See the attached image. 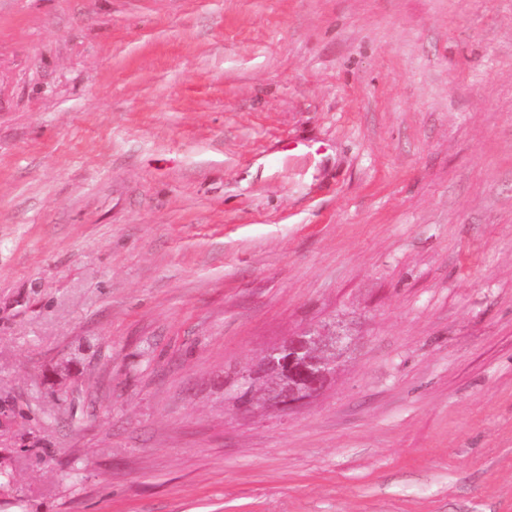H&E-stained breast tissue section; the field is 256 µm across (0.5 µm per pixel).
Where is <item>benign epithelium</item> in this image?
Returning a JSON list of instances; mask_svg holds the SVG:
<instances>
[{"label": "benign epithelium", "mask_w": 512, "mask_h": 512, "mask_svg": "<svg viewBox=\"0 0 512 512\" xmlns=\"http://www.w3.org/2000/svg\"><path fill=\"white\" fill-rule=\"evenodd\" d=\"M319 329H309L300 339L268 353L265 368L274 382L262 388L263 401L279 408L296 407L314 394L336 372V357L322 352Z\"/></svg>", "instance_id": "7a95c632"}]
</instances>
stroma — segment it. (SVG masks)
Returning a JSON list of instances; mask_svg holds the SVG:
<instances>
[{
    "label": "stroma",
    "instance_id": "1",
    "mask_svg": "<svg viewBox=\"0 0 512 512\" xmlns=\"http://www.w3.org/2000/svg\"><path fill=\"white\" fill-rule=\"evenodd\" d=\"M4 401L0 512H512V0H0ZM323 336L327 335L321 330L309 329L297 341L268 353L265 368L275 381L260 388L265 404L296 407L316 394L336 372V356L321 350Z\"/></svg>",
    "mask_w": 512,
    "mask_h": 512
}]
</instances>
